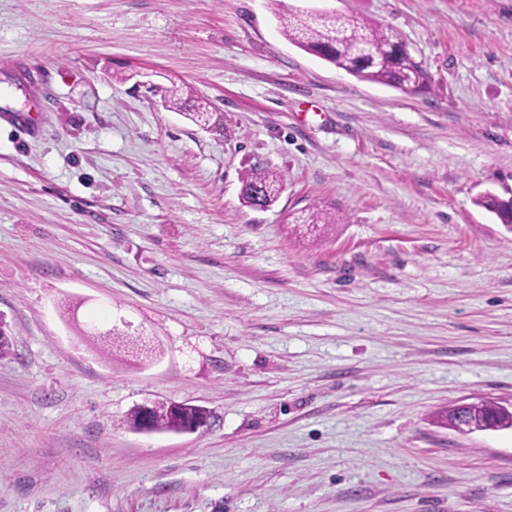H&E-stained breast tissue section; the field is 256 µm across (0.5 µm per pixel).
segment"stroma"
Segmentation results:
<instances>
[{"instance_id": "obj_1", "label": "stroma", "mask_w": 512, "mask_h": 512, "mask_svg": "<svg viewBox=\"0 0 512 512\" xmlns=\"http://www.w3.org/2000/svg\"><path fill=\"white\" fill-rule=\"evenodd\" d=\"M281 12L392 27L427 83ZM0 87V512H512V429L435 417L512 403V228L475 203L512 197V0H0ZM158 401L210 424L124 425ZM282 35L300 49L363 80L415 90L426 81L399 33L367 19L278 13ZM283 180L267 169H255L243 182L242 199L247 206L269 207L276 202Z\"/></svg>"}]
</instances>
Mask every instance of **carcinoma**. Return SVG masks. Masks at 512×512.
I'll use <instances>...</instances> for the list:
<instances>
[{
  "label": "carcinoma",
  "mask_w": 512,
  "mask_h": 512,
  "mask_svg": "<svg viewBox=\"0 0 512 512\" xmlns=\"http://www.w3.org/2000/svg\"><path fill=\"white\" fill-rule=\"evenodd\" d=\"M282 35L300 49L363 80L415 90L426 81L422 67L409 53L399 33L367 19L336 14H277ZM283 180L267 169H256L243 182L242 199L248 206L269 207L276 202ZM476 204L494 212L507 224L512 221V205L487 194ZM338 219L313 206L301 220L303 224H335ZM148 415L150 431L186 433L196 431L207 417L202 406L182 404L176 410L169 403H155L149 408L135 407L123 419L132 428ZM470 419L487 430L512 426V410L496 401L480 399L467 411Z\"/></svg>",
  "instance_id": "cac0c4a2"
}]
</instances>
